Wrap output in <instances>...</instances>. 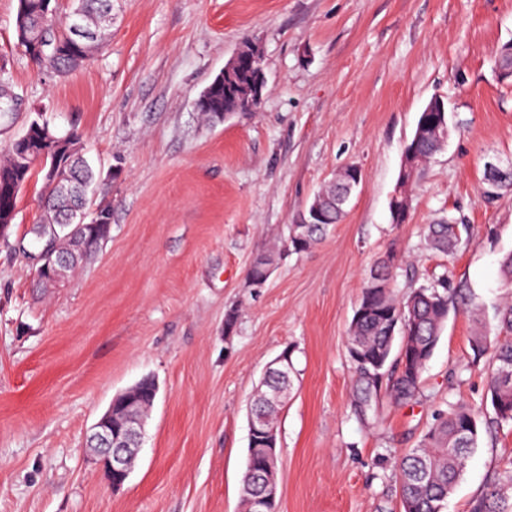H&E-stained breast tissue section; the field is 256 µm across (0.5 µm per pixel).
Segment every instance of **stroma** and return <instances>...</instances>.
Instances as JSON below:
<instances>
[{"instance_id": "35a3bbf8", "label": "stroma", "mask_w": 512, "mask_h": 512, "mask_svg": "<svg viewBox=\"0 0 512 512\" xmlns=\"http://www.w3.org/2000/svg\"><path fill=\"white\" fill-rule=\"evenodd\" d=\"M16 8L0 0V67L22 100L0 147L37 112L77 132L98 176L88 206L110 207L112 221L65 285L35 289L10 244L41 216L36 176L0 240V512H240L249 404L286 350L296 377L279 424L277 512H401L395 460L451 403L474 409L480 427L445 512H471L512 474V425L495 422L489 361L471 362L476 331L501 333L512 252V194L483 193L487 163H512V82L495 67L512 41V0H112L106 44L65 78L18 45ZM248 42L262 53L260 109L197 112ZM435 96L453 133L395 224L404 148ZM351 164L362 180L344 221L305 252L283 251L289 225ZM444 216L469 226L448 255L423 239ZM274 249L253 285L252 262ZM390 256L398 297L444 275L470 301L450 308L416 396L381 388L364 421L347 336ZM145 375L159 393L115 489L86 436Z\"/></svg>"}]
</instances>
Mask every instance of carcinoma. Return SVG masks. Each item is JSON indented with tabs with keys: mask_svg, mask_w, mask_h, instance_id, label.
Here are the masks:
<instances>
[{
	"mask_svg": "<svg viewBox=\"0 0 512 512\" xmlns=\"http://www.w3.org/2000/svg\"><path fill=\"white\" fill-rule=\"evenodd\" d=\"M73 3L72 11L82 18L93 38V48L90 50L74 40L69 28L44 13L43 0H17V11L24 12L27 17V40L40 48L39 54L31 56V60L59 77L89 61L102 47L106 31L112 25V0H73ZM255 81L254 72L245 65L238 73H228L222 82L211 81L200 93L208 102L206 112L219 117L226 112L245 114L257 111L260 102L253 98ZM15 97L8 79L1 75L0 121L6 122L12 118L10 106ZM444 120H448L445 112L420 113L416 129L422 134L407 143L414 152L415 165L396 198V204L401 209L407 211L410 208L406 188L415 182L424 164L443 149L434 127ZM56 138L68 144L70 150L60 154L53 143H47L38 150L45 156V166L41 170L45 192L43 205L49 210L50 217L33 226L31 241L20 238L11 244L13 250L25 258L40 242L42 224L59 223V219L75 204L78 191L90 188L96 179L93 168L80 154L78 134H58ZM29 164L30 161L21 156L19 147L11 141L0 158V175L26 181L32 176ZM53 167L70 172L71 185H53L48 176V170ZM346 186V176L341 173L323 189L328 205V220L325 223L290 225L289 232L304 237L305 248H311L329 226L339 223L344 217V209L334 206V202L346 191ZM484 194L491 198L512 194V171L506 173L496 187L486 186ZM460 230H467L466 225L455 226L446 219L427 225L425 241L428 249L443 254L452 252L461 242ZM363 293L369 301L370 313L349 331L348 340L358 343L368 355L364 361H354V403L358 413L365 416L377 395V374L386 367L392 354L393 339L388 336L390 323L396 322L402 328L401 352L405 360L393 383L392 395L399 400H408L418 393L423 370L433 355L448 316L449 305L464 300L465 293L460 287H448V279L442 276L414 289L403 300L397 299L389 288L371 290L369 281L365 283ZM500 323L501 328L511 332V336L502 341H492L478 331L472 337L471 348L475 361L490 355L489 394L495 419L500 424H512L511 305L503 309ZM505 370L511 372V376L503 377ZM276 387L289 388L291 383L276 375L265 376L250 402V408L261 407L268 424L275 427L278 426L280 405L267 404L265 397L268 390ZM152 391L151 381L146 377L141 378L131 408L142 410L150 406ZM478 437L479 417L472 409L451 405L446 410L438 411L418 445L406 451L396 462L403 512H444L448 497L463 472L467 454L476 447ZM266 455L261 435L253 436L249 440L247 464L242 478L241 506L244 512L251 510V501L261 490L253 471L264 465ZM471 512H512V503H506L500 490L493 488L475 501Z\"/></svg>",
	"mask_w": 512,
	"mask_h": 512,
	"instance_id": "carcinoma-1",
	"label": "carcinoma"
}]
</instances>
